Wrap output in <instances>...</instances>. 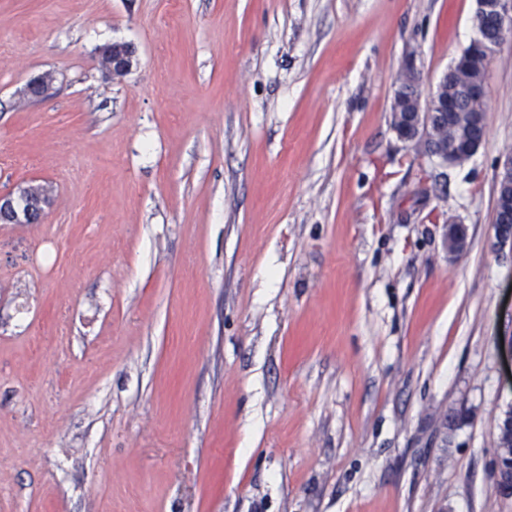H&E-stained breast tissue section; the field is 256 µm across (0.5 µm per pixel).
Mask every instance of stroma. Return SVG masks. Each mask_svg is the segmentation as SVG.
Here are the masks:
<instances>
[{"mask_svg": "<svg viewBox=\"0 0 512 512\" xmlns=\"http://www.w3.org/2000/svg\"><path fill=\"white\" fill-rule=\"evenodd\" d=\"M476 8L0 0V193L51 189L0 223V512H512V44L468 161L391 127L406 52L435 86ZM103 64L108 74L112 76H124L134 63L135 51L131 45L116 47L108 45L101 51ZM52 79L38 75L31 78L24 87V95L31 101H44L52 96ZM492 226L499 248L512 250V154L506 153L496 172V195ZM494 477L501 494L512 497V412L504 414L497 426Z\"/></svg>", "mask_w": 512, "mask_h": 512, "instance_id": "obj_1", "label": "stroma"}]
</instances>
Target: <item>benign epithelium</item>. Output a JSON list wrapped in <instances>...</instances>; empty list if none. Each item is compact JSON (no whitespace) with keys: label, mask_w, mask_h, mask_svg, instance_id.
<instances>
[{"label":"benign epithelium","mask_w":512,"mask_h":512,"mask_svg":"<svg viewBox=\"0 0 512 512\" xmlns=\"http://www.w3.org/2000/svg\"><path fill=\"white\" fill-rule=\"evenodd\" d=\"M478 36L469 47L468 56L453 69L455 80L469 87L478 99L481 115L488 112L486 79L476 81L471 76L468 60L481 63L482 75L487 70L493 53L512 40V0H478L473 18ZM108 74L123 76L134 63L132 46L108 45L101 50ZM24 95L31 101H44L52 96V79L38 75L24 87ZM454 100L448 96V75H443L436 86L423 94V69L415 51L406 53L394 82L391 104V125L398 138L416 148L422 156L437 159L446 165L464 152L475 154L483 140H458L450 127L455 117ZM494 238L500 248L512 247V154H505L496 172V195L492 219ZM468 234L464 225L450 224L445 233V246L450 253L467 248ZM494 477L501 494L512 497V412L504 414L497 426Z\"/></svg>","instance_id":"7a95c632"}]
</instances>
